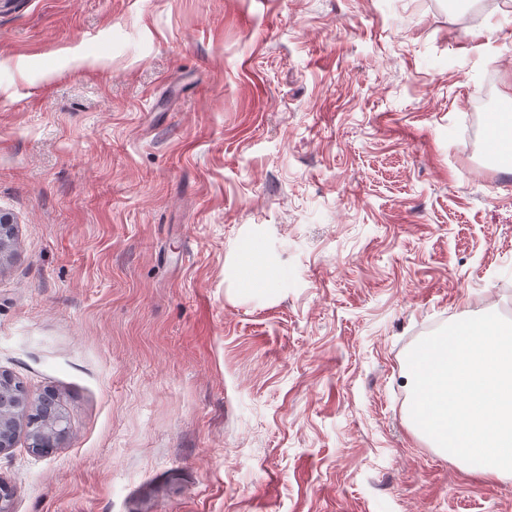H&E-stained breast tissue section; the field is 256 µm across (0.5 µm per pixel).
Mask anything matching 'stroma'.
Segmentation results:
<instances>
[{
  "instance_id": "1",
  "label": "stroma",
  "mask_w": 512,
  "mask_h": 512,
  "mask_svg": "<svg viewBox=\"0 0 512 512\" xmlns=\"http://www.w3.org/2000/svg\"><path fill=\"white\" fill-rule=\"evenodd\" d=\"M0 0L11 512H512L407 354L512 319V0ZM272 274L242 286L244 259ZM15 227L9 216L0 214V266L14 254ZM60 412H61V409L55 408L53 411L54 420L50 423H44L41 420L42 412H41L40 404H39L35 407L34 410H32L31 413H32V415H34L40 419L39 421L41 422V424L38 427L34 428V422H31L27 426V421H26V419H24L25 426L28 429H30V431H29V437L31 440L30 448H32L33 450H35L37 452L44 453V450L39 447L43 446V442L48 437H52L53 435H60L62 438H64L68 434V430H61L58 426Z\"/></svg>"
}]
</instances>
